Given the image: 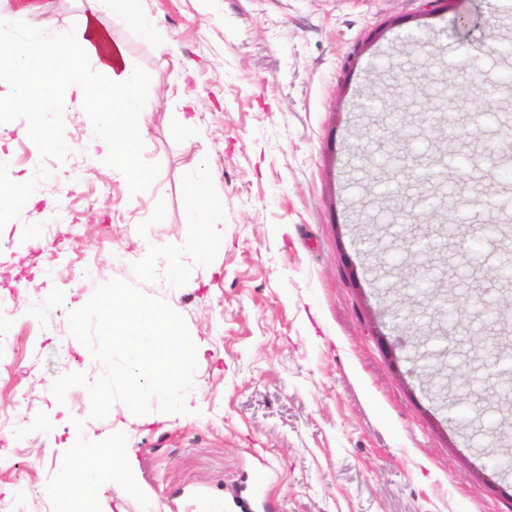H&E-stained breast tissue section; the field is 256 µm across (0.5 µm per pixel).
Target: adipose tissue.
<instances>
[{"instance_id": "adipose-tissue-1", "label": "adipose tissue", "mask_w": 512, "mask_h": 512, "mask_svg": "<svg viewBox=\"0 0 512 512\" xmlns=\"http://www.w3.org/2000/svg\"><path fill=\"white\" fill-rule=\"evenodd\" d=\"M142 3L86 0L84 13L70 28H22L13 15L0 13V81L34 86L47 104L65 101L89 112L98 133L96 148L111 157L113 169L123 180L134 184L150 176L136 135L146 119L139 106V77L98 19L106 14L118 23L137 24L143 40L162 43L163 37L154 27L138 25ZM90 67L106 73L107 82L91 87L84 79ZM182 193L185 221L197 228L187 247L206 255L218 225L224 222V199L208 193L202 175L188 179ZM106 474L133 483L135 471L123 449L74 447L68 466L58 473L47 493L76 502Z\"/></svg>"}]
</instances>
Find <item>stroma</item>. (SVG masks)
<instances>
[{
	"mask_svg": "<svg viewBox=\"0 0 512 512\" xmlns=\"http://www.w3.org/2000/svg\"><path fill=\"white\" fill-rule=\"evenodd\" d=\"M0 0L24 27L72 26L85 0ZM421 0H144L136 26L99 24L142 77L147 182L129 184L90 147L36 149V91L0 83V186L28 177L71 183L63 220L43 205L0 223V293L18 314L0 322L18 340L0 368V421L28 437L0 447V494L23 493L26 512H61L47 486L68 460L70 430L89 447L118 446L135 486L102 479L92 512H512V476L496 447L459 426L435 382L479 374L442 367L429 379L415 358L441 317L395 319L426 303L406 288L417 262L443 274L467 264L454 250L403 251L385 221L358 218L385 186L432 197L431 227L480 215L500 225L483 246L488 265L512 251V168L470 181L491 149L512 144V9L450 0L432 15ZM475 27L463 32L460 18ZM430 39L422 52L421 39ZM375 109H368L370 98ZM191 132L175 127L184 99ZM455 118L439 128L437 113ZM209 171L224 223L206 258L186 243L182 183ZM164 222L152 223L154 212ZM77 270L71 288L55 273ZM357 277H350V270ZM132 283L182 315L205 345L190 411L137 416L115 403L90 416L84 387L51 392L66 373L96 380L103 366L71 340L68 316L98 285ZM377 325L386 354L369 332Z\"/></svg>",
	"mask_w": 512,
	"mask_h": 512,
	"instance_id": "stroma-1",
	"label": "stroma"
}]
</instances>
